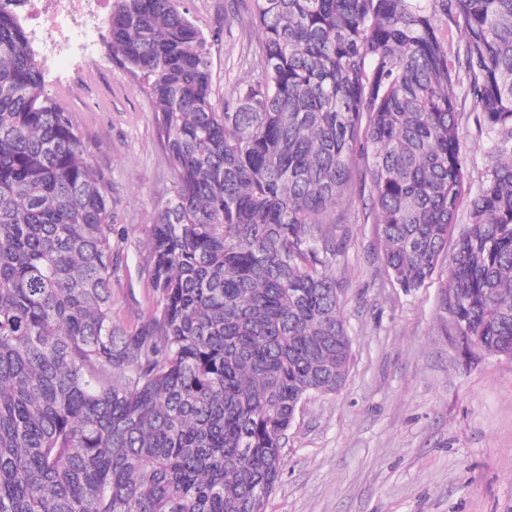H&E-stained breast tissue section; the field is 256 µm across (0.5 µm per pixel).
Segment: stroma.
I'll use <instances>...</instances> for the list:
<instances>
[{
	"mask_svg": "<svg viewBox=\"0 0 512 512\" xmlns=\"http://www.w3.org/2000/svg\"><path fill=\"white\" fill-rule=\"evenodd\" d=\"M211 52L213 103L249 80L259 36L247 0H179ZM45 91L70 112L88 160L112 193V318L140 334L156 306L147 241L170 196L171 169L155 103L107 46L90 60L42 69ZM471 100L458 116L471 192L485 179L488 136ZM369 202L341 208L335 272L352 338L343 387L313 395L288 430L267 512H512V358L466 359L441 307L448 263L404 291L386 271Z\"/></svg>",
	"mask_w": 512,
	"mask_h": 512,
	"instance_id": "1",
	"label": "stroma"
}]
</instances>
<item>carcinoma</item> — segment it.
Masks as SVG:
<instances>
[{"instance_id":"carcinoma-1","label":"carcinoma","mask_w":512,"mask_h":512,"mask_svg":"<svg viewBox=\"0 0 512 512\" xmlns=\"http://www.w3.org/2000/svg\"><path fill=\"white\" fill-rule=\"evenodd\" d=\"M251 14L260 70L220 111L177 0H114L110 49L148 86L172 162L148 243L156 308L124 336L112 195L0 10V512H266L297 410L352 360L325 225L368 192L385 268L424 286L466 192L462 96L491 145L441 305L465 354L512 356V0ZM440 18L462 35L452 60Z\"/></svg>"}]
</instances>
